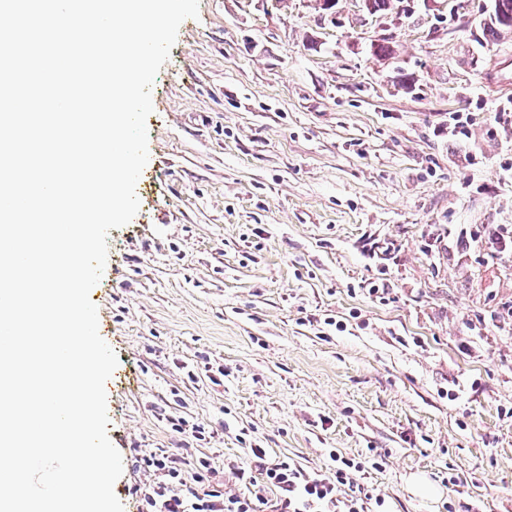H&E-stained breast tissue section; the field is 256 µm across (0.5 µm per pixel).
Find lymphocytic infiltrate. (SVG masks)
Here are the masks:
<instances>
[{"mask_svg": "<svg viewBox=\"0 0 512 512\" xmlns=\"http://www.w3.org/2000/svg\"><path fill=\"white\" fill-rule=\"evenodd\" d=\"M151 464L162 476L147 499L151 512H364L362 498L352 492L361 466L346 459L326 477L290 458L267 462L265 449L256 448L250 462L233 468L241 492L204 487L184 496L171 490L181 477L177 459L166 455Z\"/></svg>", "mask_w": 512, "mask_h": 512, "instance_id": "lymphocytic-infiltrate-1", "label": "lymphocytic infiltrate"}]
</instances>
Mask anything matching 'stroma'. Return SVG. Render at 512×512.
I'll use <instances>...</instances> for the list:
<instances>
[{"instance_id": "obj_1", "label": "stroma", "mask_w": 512, "mask_h": 512, "mask_svg": "<svg viewBox=\"0 0 512 512\" xmlns=\"http://www.w3.org/2000/svg\"><path fill=\"white\" fill-rule=\"evenodd\" d=\"M402 6L200 0L181 23L91 291L124 512L148 510L146 457L180 460L185 495L199 458L220 485L255 448L363 462L366 512H512V266L458 239L512 225V32Z\"/></svg>"}]
</instances>
